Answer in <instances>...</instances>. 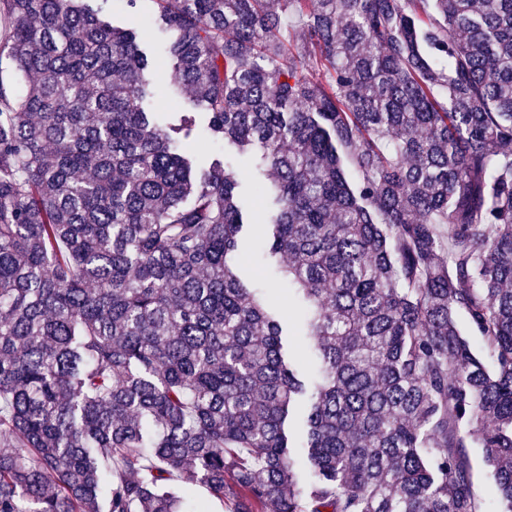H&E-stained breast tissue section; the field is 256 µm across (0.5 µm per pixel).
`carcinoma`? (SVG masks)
<instances>
[{
	"label": "carcinoma",
	"mask_w": 512,
	"mask_h": 512,
	"mask_svg": "<svg viewBox=\"0 0 512 512\" xmlns=\"http://www.w3.org/2000/svg\"><path fill=\"white\" fill-rule=\"evenodd\" d=\"M153 2L167 80L81 0H0V512H490L475 446L512 512V0ZM153 112H199L192 108L188 99L181 94H171L145 104ZM197 137L192 144V152L195 157V163L198 169L207 167L209 162L218 156L224 157L230 161L239 173V178L244 186H248L256 179V170L251 157L238 156L234 149L224 143L215 144L203 132L205 119L202 115H196ZM248 240L244 265L250 270L254 279L264 288H268L274 308L284 316L287 325L289 317L291 318L289 325L297 326V314L288 300L287 286L266 266L260 238L252 230ZM471 456L474 467V492L483 498L489 507L496 506L497 490L493 478L484 467L483 449L471 448Z\"/></svg>",
	"instance_id": "obj_1"
}]
</instances>
